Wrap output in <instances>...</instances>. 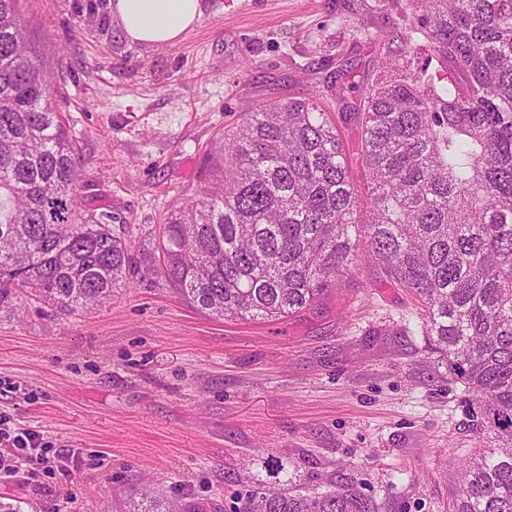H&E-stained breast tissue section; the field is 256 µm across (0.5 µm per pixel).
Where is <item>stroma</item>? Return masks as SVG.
Wrapping results in <instances>:
<instances>
[{
	"label": "stroma",
	"instance_id": "stroma-1",
	"mask_svg": "<svg viewBox=\"0 0 512 512\" xmlns=\"http://www.w3.org/2000/svg\"><path fill=\"white\" fill-rule=\"evenodd\" d=\"M408 0H204L173 46L126 40L108 0H20L28 38L85 169L82 209L135 245L134 285L62 315L28 297L0 315V418L38 434L49 465L0 437V500L23 512H115L150 488L228 512L263 458L307 481L355 474L381 512H448L474 442L461 385L422 336L409 297L361 264L314 308L266 322L217 319L155 273V232L220 175L224 140L268 101L319 95L367 219L360 131L336 94L377 78L381 35Z\"/></svg>",
	"mask_w": 512,
	"mask_h": 512
}]
</instances>
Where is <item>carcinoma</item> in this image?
Wrapping results in <instances>:
<instances>
[{
    "label": "carcinoma",
    "mask_w": 512,
    "mask_h": 512,
    "mask_svg": "<svg viewBox=\"0 0 512 512\" xmlns=\"http://www.w3.org/2000/svg\"><path fill=\"white\" fill-rule=\"evenodd\" d=\"M19 0H0V308L28 292L63 313L132 280L134 240L80 207L79 154ZM384 35L398 61L359 86L369 220L359 225L346 148L313 96L249 113L224 141V191L179 206L159 232L165 282L198 310L243 321L314 305L358 265L361 243L415 301L418 332L463 386L477 446L448 512H512V0H409ZM425 39L452 68L412 60ZM233 512H378L355 476L324 492L270 459ZM119 512H173L145 494Z\"/></svg>",
    "instance_id": "1"
}]
</instances>
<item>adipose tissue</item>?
<instances>
[{
	"label": "adipose tissue",
	"mask_w": 512,
	"mask_h": 512,
	"mask_svg": "<svg viewBox=\"0 0 512 512\" xmlns=\"http://www.w3.org/2000/svg\"><path fill=\"white\" fill-rule=\"evenodd\" d=\"M112 17L130 42L177 44L203 15L202 0H113Z\"/></svg>",
	"instance_id": "obj_1"
}]
</instances>
